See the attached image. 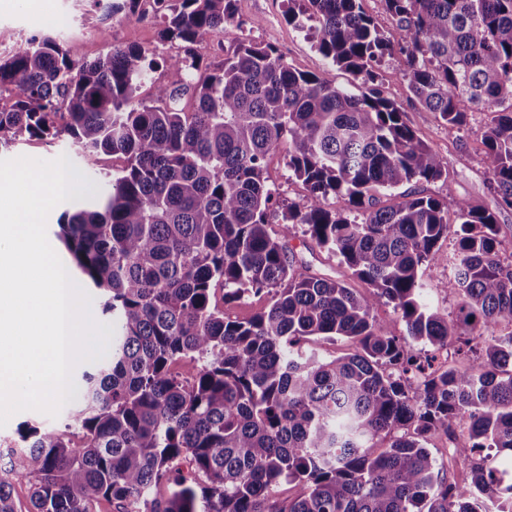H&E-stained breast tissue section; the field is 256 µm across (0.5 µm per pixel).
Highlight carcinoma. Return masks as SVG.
Listing matches in <instances>:
<instances>
[{
  "instance_id": "carcinoma-1",
  "label": "carcinoma",
  "mask_w": 512,
  "mask_h": 512,
  "mask_svg": "<svg viewBox=\"0 0 512 512\" xmlns=\"http://www.w3.org/2000/svg\"><path fill=\"white\" fill-rule=\"evenodd\" d=\"M161 41L191 47L233 17L235 0H154ZM288 21L314 23L318 52L367 82L404 57L418 103L452 126L487 113L484 164L512 209V0H385L400 41L385 39L360 0H304ZM154 61L130 47L75 66L52 37L0 57V147L69 136L90 168L124 159L110 191L60 224L73 270L117 318L110 361L82 372L66 428L25 426L0 469V512L26 482L33 512H479L482 495L512 512V263L499 256L494 213L466 202L453 243L450 318L420 301L421 270L448 238V206L413 190L447 168L375 85L356 95L293 69L271 46L239 43L204 70L189 52L150 99ZM288 139V167L307 202L282 204L266 159ZM387 203L378 190H396ZM345 199L361 219L329 208ZM281 221L273 234L269 225ZM339 257L347 276L311 271L288 245L297 226ZM372 291L357 295L348 279ZM231 304L271 295L246 321ZM393 307L405 334L379 320ZM347 337L358 349L324 358L303 344ZM422 344L432 353L414 351ZM470 373L434 367L448 347ZM183 359L196 373L183 379ZM468 424L453 453L471 482H448L426 447L432 431ZM388 441L385 446L382 441ZM165 482L169 496L150 497ZM303 486L280 500L283 483Z\"/></svg>"
}]
</instances>
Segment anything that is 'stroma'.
<instances>
[{
  "label": "stroma",
  "mask_w": 512,
  "mask_h": 512,
  "mask_svg": "<svg viewBox=\"0 0 512 512\" xmlns=\"http://www.w3.org/2000/svg\"><path fill=\"white\" fill-rule=\"evenodd\" d=\"M287 10V0H236L234 17L224 29L212 32L198 44L195 53L202 64L216 67L223 62L225 51L237 43L269 45L296 70L322 76L354 94L366 92L367 86L361 77L332 66L317 51L313 30L289 23ZM100 12L97 0H0V37L14 44L32 36L53 37L78 65L109 56L117 47H136L149 56L162 55V62L139 91L141 97H150L155 84L169 78L166 58L183 52V45L162 42L163 24L159 15L143 9L129 15L108 16L100 30L83 25L84 16ZM404 69L402 57H384L376 66L377 82L384 96L397 104L404 120L438 154L448 170L447 178L423 184L424 193L447 204L452 211L461 201L495 211L502 242L500 255L505 260L512 258V210L497 209L482 163L486 114L472 113L467 125L461 128L449 126L438 113L424 111L416 103ZM63 155L76 167H83L82 158L65 135L52 140L20 141L0 150V159L27 156L50 161ZM266 171L270 183L279 188L284 202H305L307 192L288 168L287 144H280L268 155ZM440 251L441 259L430 261L421 277L422 298L433 309L453 317L461 301L456 290L447 285L445 257L452 254L453 247L446 241ZM26 421L60 430L67 417L62 413L52 417L34 410L14 414L6 426L0 427L1 468L7 467L9 453L19 442L18 427ZM466 433V424L460 423L453 434L436 430L427 439V446L441 464L443 474L449 481L461 484L470 483L471 474L452 457L450 439L463 437Z\"/></svg>",
  "instance_id": "1"
}]
</instances>
